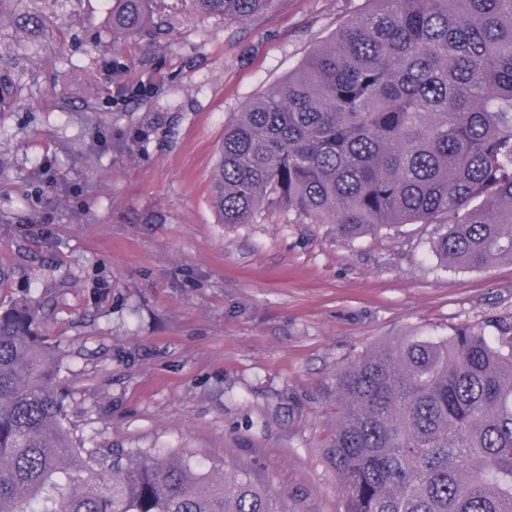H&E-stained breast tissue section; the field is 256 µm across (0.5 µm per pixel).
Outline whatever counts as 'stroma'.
<instances>
[{
	"label": "stroma",
	"mask_w": 512,
	"mask_h": 512,
	"mask_svg": "<svg viewBox=\"0 0 512 512\" xmlns=\"http://www.w3.org/2000/svg\"><path fill=\"white\" fill-rule=\"evenodd\" d=\"M0 28L21 92L0 115V257L41 303L72 437L246 468L284 512H344L324 444L342 366L407 336L512 324V264L468 271L433 224L352 242L264 209L222 223L224 124L366 0H274L242 23L158 0L126 43L106 0H24ZM21 0H0V24L8 21L16 31L38 34L48 28L46 15L19 8Z\"/></svg>",
	"instance_id": "1"
}]
</instances>
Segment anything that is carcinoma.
<instances>
[{"instance_id": "1", "label": "carcinoma", "mask_w": 512, "mask_h": 512, "mask_svg": "<svg viewBox=\"0 0 512 512\" xmlns=\"http://www.w3.org/2000/svg\"><path fill=\"white\" fill-rule=\"evenodd\" d=\"M153 0H118L113 40ZM285 81L224 126L212 178L226 224L278 206L341 240L436 224L433 251L461 269L512 263V0H367ZM0 0V23L38 34L46 15ZM243 23L273 0H193ZM0 68V112L15 96ZM0 512H279L245 470L77 445L39 307L3 297ZM325 455L345 512H512V325L370 350L336 372Z\"/></svg>"}]
</instances>
